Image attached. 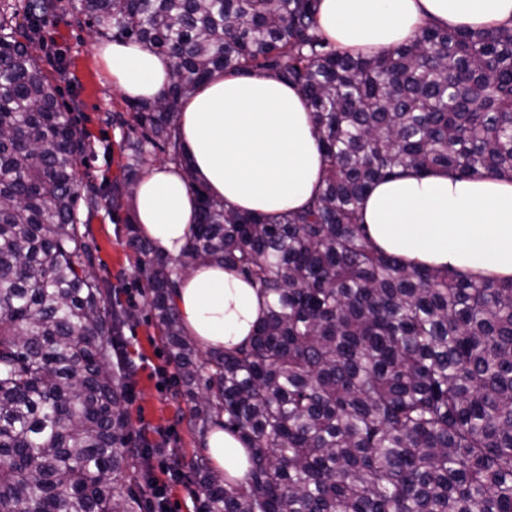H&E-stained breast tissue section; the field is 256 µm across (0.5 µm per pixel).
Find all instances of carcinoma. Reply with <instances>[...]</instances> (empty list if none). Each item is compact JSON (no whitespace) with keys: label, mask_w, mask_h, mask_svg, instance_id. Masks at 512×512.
I'll return each mask as SVG.
<instances>
[{"label":"carcinoma","mask_w":512,"mask_h":512,"mask_svg":"<svg viewBox=\"0 0 512 512\" xmlns=\"http://www.w3.org/2000/svg\"><path fill=\"white\" fill-rule=\"evenodd\" d=\"M101 36L170 59L157 101H127L121 176L79 193L88 143L32 33L53 0H25L24 40L0 9V512H136L126 478L141 445L123 407L132 366L112 362L125 319L91 272L81 232L106 201L130 210L155 151L179 162L199 222L178 266L137 233L127 244L152 319L192 403L249 450L236 483L202 455L182 462L199 512H512V281L476 280L376 249L363 196L411 170L512 177V29L426 24L388 52L348 54L318 23L320 0H76ZM265 72L297 87L326 163L319 194L274 217L229 210L195 183L178 100L212 71ZM211 261L266 298L232 351L183 335L175 277Z\"/></svg>","instance_id":"obj_1"}]
</instances>
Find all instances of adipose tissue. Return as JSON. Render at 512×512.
Listing matches in <instances>:
<instances>
[{
    "instance_id": "obj_1",
    "label": "adipose tissue",
    "mask_w": 512,
    "mask_h": 512,
    "mask_svg": "<svg viewBox=\"0 0 512 512\" xmlns=\"http://www.w3.org/2000/svg\"><path fill=\"white\" fill-rule=\"evenodd\" d=\"M318 21L340 50L368 52L405 44L426 22L512 28V0H320ZM97 52L127 98L154 100L170 83L169 60L141 44L109 40ZM178 109L183 148L211 196L274 215L302 209L318 194L323 161L296 88L270 74L217 71ZM197 210L175 164L149 169L135 186L139 230L169 258L182 256ZM362 219L373 243L403 261L493 281L512 278V180L408 174L376 184L362 201ZM263 302L237 272L217 264L193 265L175 294L185 333L208 350L239 346L260 321ZM206 447L218 473L244 478L240 438L217 426Z\"/></svg>"
}]
</instances>
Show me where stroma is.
Instances as JSON below:
<instances>
[{
	"instance_id": "35a3bbf8",
	"label": "stroma",
	"mask_w": 512,
	"mask_h": 512,
	"mask_svg": "<svg viewBox=\"0 0 512 512\" xmlns=\"http://www.w3.org/2000/svg\"><path fill=\"white\" fill-rule=\"evenodd\" d=\"M73 2L59 0L45 25L50 42L35 44L34 49L46 76L53 79L66 73L61 93L90 144L76 164L78 181L103 184L122 173L123 130L111 124L110 117L124 110L125 104L96 52L98 36L87 24L76 21ZM87 234L96 248L95 275L109 279L121 299L135 305L137 319L123 332V351L134 367L125 408L133 430L144 432L156 447L146 467L164 491L166 512H195L198 486L180 471H167L166 465L175 455L205 453L206 444L189 425L191 404L177 382L179 368L151 320L141 284L134 279L136 256L127 246L122 215L100 210L91 218Z\"/></svg>"
}]
</instances>
